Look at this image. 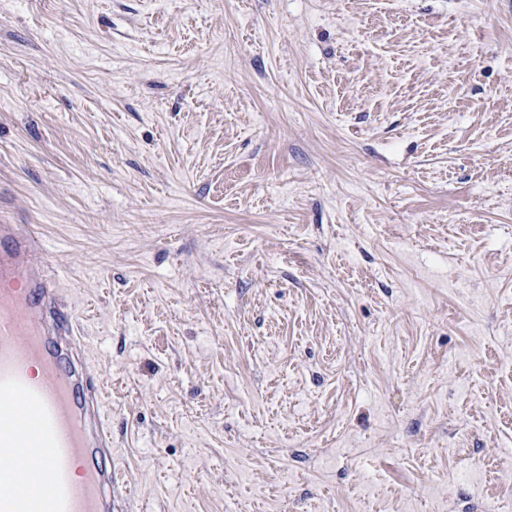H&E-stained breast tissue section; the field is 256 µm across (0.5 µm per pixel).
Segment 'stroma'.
Here are the masks:
<instances>
[{
  "instance_id": "stroma-1",
  "label": "stroma",
  "mask_w": 512,
  "mask_h": 512,
  "mask_svg": "<svg viewBox=\"0 0 512 512\" xmlns=\"http://www.w3.org/2000/svg\"><path fill=\"white\" fill-rule=\"evenodd\" d=\"M1 219L112 512H512V0H0Z\"/></svg>"
}]
</instances>
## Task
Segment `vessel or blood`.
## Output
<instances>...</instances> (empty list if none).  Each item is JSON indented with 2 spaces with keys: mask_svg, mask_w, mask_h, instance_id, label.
<instances>
[{
  "mask_svg": "<svg viewBox=\"0 0 512 512\" xmlns=\"http://www.w3.org/2000/svg\"><path fill=\"white\" fill-rule=\"evenodd\" d=\"M31 226L0 222V512H111L104 381L73 366L76 321L46 275Z\"/></svg>",
  "mask_w": 512,
  "mask_h": 512,
  "instance_id": "vessel-or-blood-1",
  "label": "vessel or blood"
}]
</instances>
